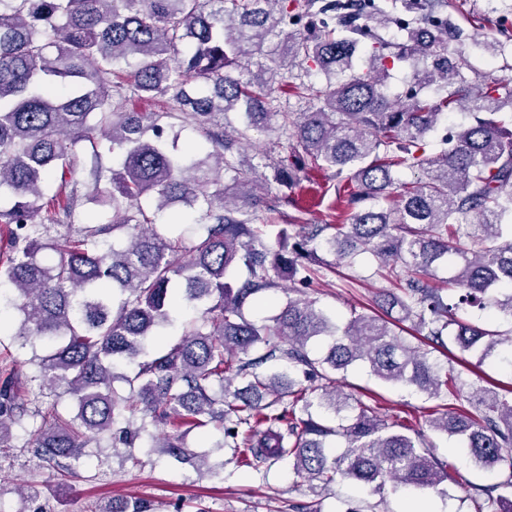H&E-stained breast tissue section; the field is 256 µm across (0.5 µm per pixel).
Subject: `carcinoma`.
<instances>
[{
    "label": "carcinoma",
    "instance_id": "cac0c4a2",
    "mask_svg": "<svg viewBox=\"0 0 512 512\" xmlns=\"http://www.w3.org/2000/svg\"><path fill=\"white\" fill-rule=\"evenodd\" d=\"M421 9L388 42L379 30L391 15L364 0H0V224L9 239L0 282L12 290L0 311L20 316L13 341L46 346L25 388L11 376L0 382V447L32 420L27 445L67 473L107 439L132 448L146 436L189 463L181 428L216 423L237 462L257 470L287 460L311 487L437 488L447 464L426 452L422 433L336 387V375L361 363L384 383L453 397L458 405L426 423L476 466L499 468L497 483L467 491L475 512H512V387L454 376L455 366L512 346V129L499 119L512 89L504 78L472 87L448 17L432 3ZM304 14L313 20L288 29ZM291 59L306 77L288 84L304 112L274 95ZM399 63L412 80L395 101L384 82ZM435 83L446 97L422 95ZM144 98L157 110H128ZM456 109L471 122L425 154L427 134ZM176 120L203 140L178 148ZM252 130L286 137L285 155L267 156L269 176L245 152ZM104 150L117 167H103ZM400 166L424 179L398 183ZM57 169L63 179L50 195ZM311 170L350 181L348 223L301 224L297 241L275 250L258 213L299 208ZM58 227L67 232L51 234ZM116 230L125 245L108 240ZM45 250L58 260L46 263ZM320 252L347 266L369 253L390 287L345 321L292 297L268 320L245 317L283 281L318 282ZM177 306L198 317L178 343L140 360ZM451 345L453 364L432 358ZM123 362L136 370L115 375ZM269 362L318 384L258 371ZM65 394L76 411L61 408ZM167 423L173 432L158 436ZM98 512L153 508L105 501Z\"/></svg>",
    "mask_w": 512,
    "mask_h": 512
}]
</instances>
